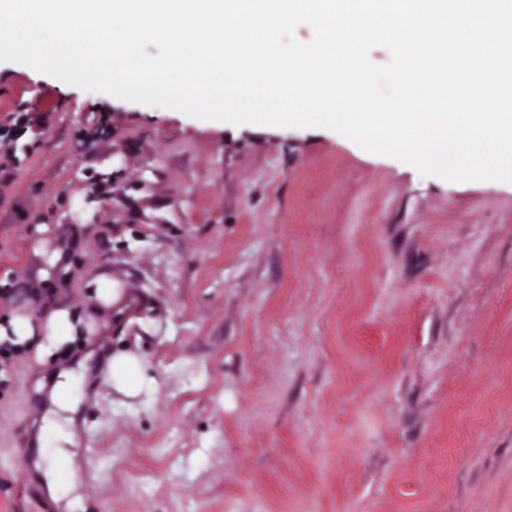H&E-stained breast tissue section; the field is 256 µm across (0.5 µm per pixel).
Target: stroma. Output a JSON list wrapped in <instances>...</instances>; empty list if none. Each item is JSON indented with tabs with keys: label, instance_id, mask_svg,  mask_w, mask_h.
<instances>
[{
	"label": "stroma",
	"instance_id": "stroma-1",
	"mask_svg": "<svg viewBox=\"0 0 512 512\" xmlns=\"http://www.w3.org/2000/svg\"><path fill=\"white\" fill-rule=\"evenodd\" d=\"M51 307L91 334L0 352V512L37 382L89 348L91 512H512V183L0 62V317ZM120 351L157 383L135 412Z\"/></svg>",
	"mask_w": 512,
	"mask_h": 512
}]
</instances>
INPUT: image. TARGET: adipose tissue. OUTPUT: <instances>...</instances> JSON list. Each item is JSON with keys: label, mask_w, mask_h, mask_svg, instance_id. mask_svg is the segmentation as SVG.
Masks as SVG:
<instances>
[{"label": "adipose tissue", "mask_w": 512, "mask_h": 512, "mask_svg": "<svg viewBox=\"0 0 512 512\" xmlns=\"http://www.w3.org/2000/svg\"><path fill=\"white\" fill-rule=\"evenodd\" d=\"M78 334V322L65 308L52 309L41 322L25 315H12L6 324H0V342L10 341L17 345L34 347L37 358H44L54 349ZM110 376L113 390L129 399L150 395L154 381L145 373L142 360L132 353H118L112 358ZM83 369L58 372L51 395L52 407L43 418L42 435L50 437L56 465L48 466L42 480L54 500H66L70 512H85L82 497L74 489L77 473L72 456L67 450L73 435L66 428L67 415L76 413L84 396Z\"/></svg>", "instance_id": "ef3b65f1"}]
</instances>
